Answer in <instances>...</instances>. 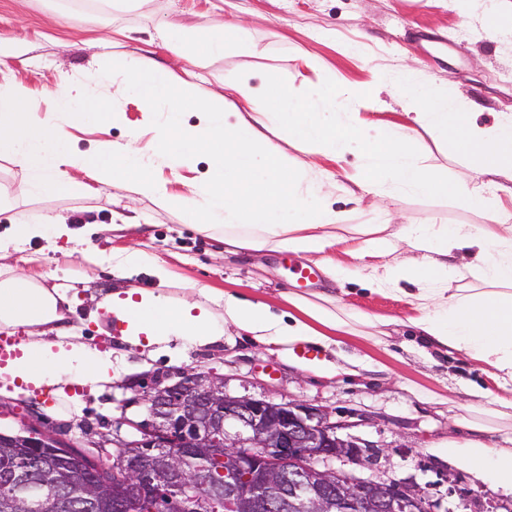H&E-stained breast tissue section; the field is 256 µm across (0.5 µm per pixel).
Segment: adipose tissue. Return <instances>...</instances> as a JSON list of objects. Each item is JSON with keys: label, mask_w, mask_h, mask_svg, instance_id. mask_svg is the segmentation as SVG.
I'll return each mask as SVG.
<instances>
[{"label": "adipose tissue", "mask_w": 512, "mask_h": 512, "mask_svg": "<svg viewBox=\"0 0 512 512\" xmlns=\"http://www.w3.org/2000/svg\"><path fill=\"white\" fill-rule=\"evenodd\" d=\"M234 26L188 31L169 29L166 38L190 44L208 55H220ZM139 95L149 105L166 107L154 136L152 156L178 169L206 153L208 169L191 194L167 193L150 175L136 144L119 148L100 142L86 151L72 144L70 128L97 117L101 91ZM50 95L58 102L63 121L40 122L33 118L25 90L0 84V154L11 155L24 172L23 194L50 198L80 187L72 174L85 173L97 184L123 185L159 206L176 210L186 223H204L206 229L224 230L228 245L254 251L288 249L321 254L347 242L348 226L342 213L314 206L316 190L288 165L287 155L269 134L279 129L314 152L336 157L351 146L365 159L363 169L350 176L344 191L349 196L384 189L437 196L469 197L466 185L447 173L421 164L413 152L417 129L451 143L456 151L476 159L482 174L498 177L512 171V114L500 113L489 126L479 125L462 102L445 98L428 101L403 124H376L353 114L341 120L338 113L319 111L317 105L336 97V88L306 85L282 88L277 100L267 91L250 86L248 78L225 79L220 95L202 93L193 80L182 79L144 56L113 58L95 84L83 86L80 96L58 86ZM246 111H238V102ZM198 109V122L185 125L184 105ZM488 222L452 226L417 224L384 236L383 225L369 224L367 246L382 251L406 245L411 256L404 266L388 269L377 282L390 287L412 276L423 289L422 313L413 324L439 345L465 352L498 385L512 384V209L490 205ZM78 240L69 225L16 213L9 229L0 234V256L32 239ZM458 251L461 262L447 266L443 258ZM479 274L488 289L458 287V280ZM69 302L64 288H43L30 276L9 274L0 278V326L24 327L29 342L19 355L0 367V396L9 387L26 384L45 389L58 401H67V388L101 387L112 381V358L101 354L81 337L56 332ZM96 309L116 314L128 327L133 345H162L170 336L192 342L211 341L213 317L207 308L174 305L151 292L140 297L108 295ZM301 319L291 324L275 317L263 303L224 304L227 318L239 329L273 336H312L316 325L342 332L343 320L318 307H302ZM450 458L467 463L495 483L512 487V449L477 443L467 448L449 446Z\"/></svg>", "instance_id": "1"}]
</instances>
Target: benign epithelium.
Here are the masks:
<instances>
[{
  "label": "benign epithelium",
  "mask_w": 512,
  "mask_h": 512,
  "mask_svg": "<svg viewBox=\"0 0 512 512\" xmlns=\"http://www.w3.org/2000/svg\"><path fill=\"white\" fill-rule=\"evenodd\" d=\"M123 406L144 404L146 417L126 416V435L103 421L78 424L80 441L60 438L50 423L0 433L1 448H30L32 463L5 475L8 512H94L104 500L125 512L135 497L150 512H512V502L484 500L459 485L448 467L419 457L434 483L389 473V448L346 432L336 412L302 400L278 401L226 392L224 377L187 369L130 387ZM46 448H96L112 459V477L64 488L43 464ZM220 460L223 479L210 462ZM446 487L437 497L432 490Z\"/></svg>",
  "instance_id": "7a95c632"
}]
</instances>
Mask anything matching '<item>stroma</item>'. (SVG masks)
I'll return each mask as SVG.
<instances>
[{"label": "stroma", "instance_id": "1", "mask_svg": "<svg viewBox=\"0 0 512 512\" xmlns=\"http://www.w3.org/2000/svg\"><path fill=\"white\" fill-rule=\"evenodd\" d=\"M488 0H464L461 10L448 0H0V83L16 81L31 93L42 119L55 111L50 89L73 79L90 81L114 56L145 55L183 75L192 70L204 91H220L228 77L247 76L251 85L335 84L336 99L327 112H358L382 121H402V109H416L413 99L394 96L395 83L413 73L428 80L435 97H462L480 124L490 125L502 112L512 113V34H487ZM233 21L239 26L223 55L188 61L183 50L162 41L169 27L212 28ZM378 89L363 98L364 88ZM106 114L73 129L75 146L86 150L100 141L122 146L131 135L152 150L154 130L164 106H146L135 94L110 100ZM289 166L318 177L328 170L336 180L322 201L342 212L350 224H385L397 232L412 224H486L485 202L504 198L502 184H490L475 161L458 156L450 143L427 130L415 135L417 157L427 166L465 179L475 203L452 196L382 193L354 202L339 190L348 173L364 164L362 154L346 149L331 160L309 147L282 143ZM24 174L9 155H0V194L17 210L65 218L86 233L99 262L82 259L78 243L51 245L34 239L0 261V268L33 276L51 288L67 285L77 294L73 313L60 322L63 332L83 337L112 355V382L96 391L78 388L76 412H54L49 393L23 391L0 400V432L48 420L71 425L105 419L118 423L122 412L143 414L140 405L122 409L130 384L187 368L225 376L232 394L301 399L339 410L353 422V434L386 446L405 445L407 458L392 456L394 474H415L419 483L433 472L416 471L419 457L445 464L475 493L512 500V492L478 479L471 469L450 459L449 444L512 446V418L496 414L503 389L465 353L439 347L411 325L419 315V290L411 282L399 289L379 288L374 269L396 266L405 249L363 257H341L347 272L340 281L322 274L307 288L296 287L291 261L320 269L319 256L290 255L286 250L255 253L226 250L223 231L201 232L181 215L117 186L95 191L62 192L48 200L22 196ZM146 252L172 276L166 285L149 270L120 268L130 251ZM145 289L170 301L188 300L224 314V301L261 302L285 318L297 315L295 300L321 306L348 318V331L325 330L323 336L296 342L258 336L223 322L215 341L199 345L172 337L165 350L130 344L125 323L113 315L91 320L93 296Z\"/></svg>", "mask_w": 512, "mask_h": 512}]
</instances>
